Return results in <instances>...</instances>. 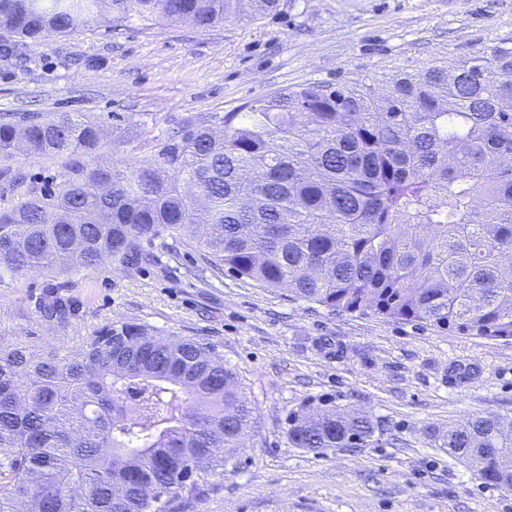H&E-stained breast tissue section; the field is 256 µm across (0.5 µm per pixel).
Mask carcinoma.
<instances>
[{"instance_id":"1","label":"carcinoma","mask_w":512,"mask_h":512,"mask_svg":"<svg viewBox=\"0 0 512 512\" xmlns=\"http://www.w3.org/2000/svg\"><path fill=\"white\" fill-rule=\"evenodd\" d=\"M241 0H0V36L39 43L103 19L209 29ZM187 123L147 164L102 167L99 122L1 112L0 157L68 156L56 187L0 209V268L124 263L167 233L219 270L331 313L367 312L512 340V46L416 75L285 88ZM253 420L214 346L136 324L76 351H0V512H180ZM365 416H288L296 448L359 447ZM458 458L512 490V417L448 434Z\"/></svg>"}]
</instances>
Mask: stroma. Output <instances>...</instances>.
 Instances as JSON below:
<instances>
[{
  "instance_id": "stroma-1",
  "label": "stroma",
  "mask_w": 512,
  "mask_h": 512,
  "mask_svg": "<svg viewBox=\"0 0 512 512\" xmlns=\"http://www.w3.org/2000/svg\"><path fill=\"white\" fill-rule=\"evenodd\" d=\"M512 42V0H288L201 30L166 20L90 24L24 44L0 63L1 112H79L103 125L101 156L150 161L186 122L280 89L416 74ZM120 141L112 150L111 141ZM0 207L60 181L61 157H13ZM146 263L105 260L73 272L0 273V349H77L125 323L221 351L255 407V426L224 472L206 476L190 512H512V490L485 484L449 453L448 429L512 415V342L330 313L284 288L214 274L196 242L162 235ZM61 296L63 319L40 306ZM376 423L360 448L314 451L288 440L303 404Z\"/></svg>"
}]
</instances>
